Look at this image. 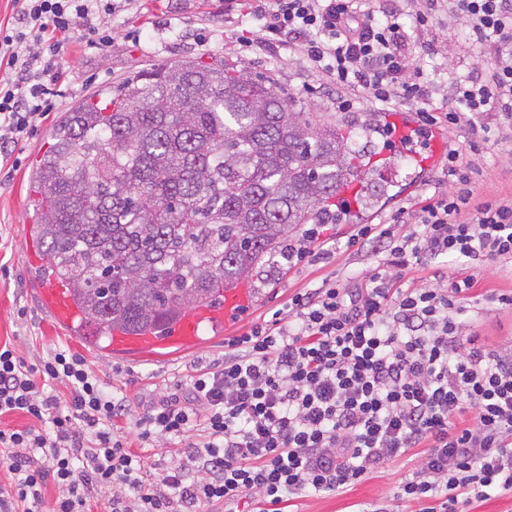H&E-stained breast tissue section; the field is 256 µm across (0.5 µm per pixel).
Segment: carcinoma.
Here are the masks:
<instances>
[{"mask_svg":"<svg viewBox=\"0 0 512 512\" xmlns=\"http://www.w3.org/2000/svg\"><path fill=\"white\" fill-rule=\"evenodd\" d=\"M31 170L43 276L66 282L85 323L159 332L288 262L305 224L372 156L263 76L176 61L102 90L53 126Z\"/></svg>","mask_w":512,"mask_h":512,"instance_id":"1","label":"carcinoma"}]
</instances>
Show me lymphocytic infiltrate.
Returning a JSON list of instances; mask_svg holds the SVG:
<instances>
[{
    "mask_svg": "<svg viewBox=\"0 0 512 512\" xmlns=\"http://www.w3.org/2000/svg\"><path fill=\"white\" fill-rule=\"evenodd\" d=\"M0 27V166L35 117L48 116L54 57L77 24L134 0H11ZM263 40L300 51L336 87L340 111L408 112L418 135L497 113L512 140V0H261ZM470 30L488 67L449 68L436 40L445 20ZM47 46L48 55L35 53ZM448 147V166L412 210L365 224L349 246L383 260L291 297L270 320L224 342L184 390L133 413L84 357L53 349L27 364L0 344V426L9 480L0 512H284L420 449L402 484L418 512H459L512 491V348L475 346L457 315L472 262L512 260V199H478V166ZM452 259L448 284L404 283L407 270ZM67 396H60V389ZM176 445L158 477L135 447Z\"/></svg>",
    "mask_w": 512,
    "mask_h": 512,
    "instance_id": "f902f5d3",
    "label": "lymphocytic infiltrate"
}]
</instances>
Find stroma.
<instances>
[{
    "mask_svg": "<svg viewBox=\"0 0 512 512\" xmlns=\"http://www.w3.org/2000/svg\"><path fill=\"white\" fill-rule=\"evenodd\" d=\"M246 0H137L128 9L104 14L93 28L75 30L57 65L69 75L55 111L36 122L28 140L16 151L11 173L0 170V342L15 346L25 360H33L42 350L68 346L83 355L107 386L126 391L133 397H151L153 392L179 391L195 369L220 357L224 340L209 337L196 351L172 359L126 360L98 349L86 337L60 327L39 299V280L28 263L26 235L32 222L29 172L33 160L48 138L47 132L63 112L94 92L119 85L126 78L171 62L195 58L204 62L235 61L250 73H261L284 92L295 97L298 106L314 115L348 123L355 113L336 107V95L323 88L303 57L269 48L246 51L244 39L254 37L256 22L245 7ZM109 32L110 42L97 46L99 32ZM496 159L483 162L478 194L483 198L512 197V143L500 144ZM388 178L369 177L371 185L388 190L377 206L354 212L334 225L333 235L343 237L356 225L386 222L401 204L413 201L426 176L406 160H387ZM379 258L367 250L337 248L328 264L302 261L295 265L271 266L267 286L254 306L238 318L234 331L243 333L274 310L283 308L289 298L306 288H314L339 270L373 271ZM512 291V265L483 270L469 292L460 319L470 324L479 343L491 349L512 346V307L489 302L488 294ZM419 461L409 453L385 467L369 473L354 485L335 491L307 494L293 500L290 512H372L374 505L397 507V492L411 477Z\"/></svg>",
    "mask_w": 512,
    "mask_h": 512,
    "instance_id": "1",
    "label": "stroma"
}]
</instances>
